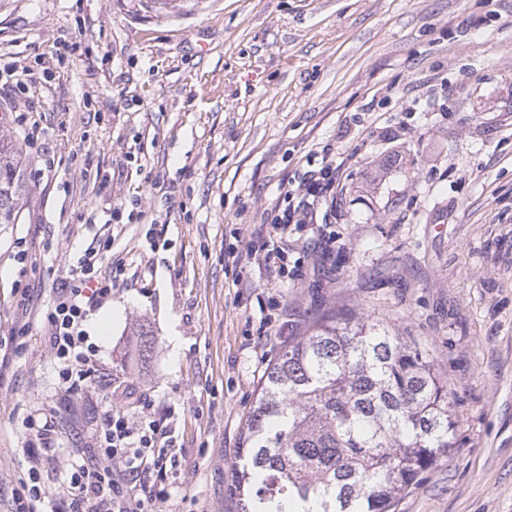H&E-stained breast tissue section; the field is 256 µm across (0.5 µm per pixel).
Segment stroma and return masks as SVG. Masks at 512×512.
<instances>
[{
	"label": "stroma",
	"mask_w": 512,
	"mask_h": 512,
	"mask_svg": "<svg viewBox=\"0 0 512 512\" xmlns=\"http://www.w3.org/2000/svg\"><path fill=\"white\" fill-rule=\"evenodd\" d=\"M4 71L0 134L28 189L0 224V336L28 334L0 374V512L25 492L28 418L58 411L41 480L59 488L123 381L175 429L157 512H235L264 371L334 306L399 325L453 398L452 448L391 512H512V0H0ZM327 142L346 157L335 243L289 235L298 272L235 283L225 249L265 236ZM97 236L123 273L106 331L85 325L95 386L68 395L46 311Z\"/></svg>",
	"instance_id": "obj_1"
}]
</instances>
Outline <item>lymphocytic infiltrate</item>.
<instances>
[{"instance_id": "f902f5d3", "label": "lymphocytic infiltrate", "mask_w": 512, "mask_h": 512, "mask_svg": "<svg viewBox=\"0 0 512 512\" xmlns=\"http://www.w3.org/2000/svg\"><path fill=\"white\" fill-rule=\"evenodd\" d=\"M318 155L311 169L282 185L278 203L266 215L269 229L261 245L229 250L236 279L247 278L256 267L269 279L287 278L289 231L329 224L342 166L332 145L321 146ZM110 248L105 238L84 250L79 276L61 289L46 316L59 385L69 393L91 387L97 371L98 349L89 344L83 325L91 311L112 298L117 279L101 267ZM56 420L55 411L44 408L28 422L36 443L26 451L30 487L16 512H154L156 485L172 478L175 462L170 452L173 429L165 419H135L125 411L106 409L90 450L93 466L75 469L62 491L52 493L42 485L40 471L44 454L52 449Z\"/></svg>"}]
</instances>
